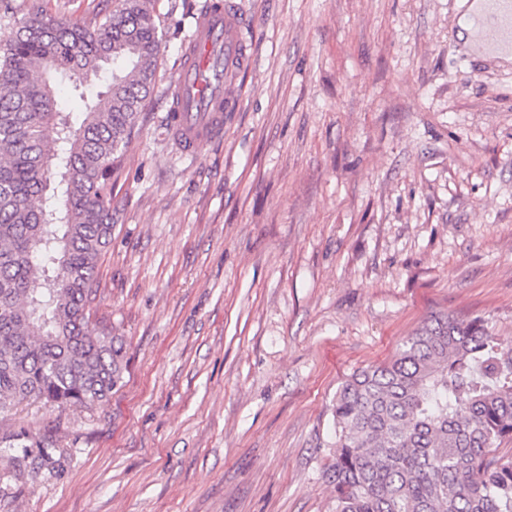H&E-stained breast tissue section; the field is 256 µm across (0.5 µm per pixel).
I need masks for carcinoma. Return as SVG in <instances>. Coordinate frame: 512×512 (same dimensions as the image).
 <instances>
[{
    "instance_id": "carcinoma-1",
    "label": "carcinoma",
    "mask_w": 512,
    "mask_h": 512,
    "mask_svg": "<svg viewBox=\"0 0 512 512\" xmlns=\"http://www.w3.org/2000/svg\"><path fill=\"white\" fill-rule=\"evenodd\" d=\"M149 2L120 0L95 26L36 11L0 43V414L93 408L121 382L122 338L94 303L112 164L155 86ZM62 85L83 102L77 127ZM332 414L334 512H512V346L484 317L431 315L350 374ZM63 452L51 429L0 431L16 483L56 473Z\"/></svg>"
}]
</instances>
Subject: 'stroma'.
I'll use <instances>...</instances> for the list:
<instances>
[{
  "label": "stroma",
  "mask_w": 512,
  "mask_h": 512,
  "mask_svg": "<svg viewBox=\"0 0 512 512\" xmlns=\"http://www.w3.org/2000/svg\"><path fill=\"white\" fill-rule=\"evenodd\" d=\"M208 0H153L157 80L112 171L96 300L124 339L102 407L22 404L57 474L0 512H332V403L431 314L512 342V65L460 0H236L253 64L186 153L172 87ZM112 0H0L95 24Z\"/></svg>",
  "instance_id": "obj_1"
}]
</instances>
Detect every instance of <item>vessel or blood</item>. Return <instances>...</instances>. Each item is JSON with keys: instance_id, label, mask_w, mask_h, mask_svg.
<instances>
[{"instance_id": "1", "label": "vessel or blood", "mask_w": 512, "mask_h": 512, "mask_svg": "<svg viewBox=\"0 0 512 512\" xmlns=\"http://www.w3.org/2000/svg\"><path fill=\"white\" fill-rule=\"evenodd\" d=\"M483 9L467 24L483 46L512 48V0H483ZM246 22L233 0L201 13L178 73L173 105L174 135L188 152L224 132V115L239 100L232 82L235 73L249 71L252 59Z\"/></svg>"}]
</instances>
